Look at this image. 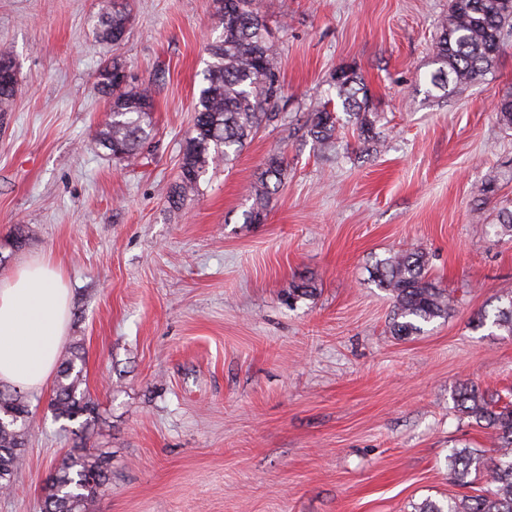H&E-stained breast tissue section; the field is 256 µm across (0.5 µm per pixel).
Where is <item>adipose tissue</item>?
Wrapping results in <instances>:
<instances>
[{
	"instance_id": "1",
	"label": "adipose tissue",
	"mask_w": 512,
	"mask_h": 512,
	"mask_svg": "<svg viewBox=\"0 0 512 512\" xmlns=\"http://www.w3.org/2000/svg\"><path fill=\"white\" fill-rule=\"evenodd\" d=\"M69 322L57 265L32 259L0 279V381L40 388L52 376Z\"/></svg>"
}]
</instances>
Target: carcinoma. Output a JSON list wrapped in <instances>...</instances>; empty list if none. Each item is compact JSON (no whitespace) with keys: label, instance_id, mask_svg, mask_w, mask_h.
<instances>
[{"label":"carcinoma","instance_id":"obj_1","mask_svg":"<svg viewBox=\"0 0 512 512\" xmlns=\"http://www.w3.org/2000/svg\"><path fill=\"white\" fill-rule=\"evenodd\" d=\"M219 35L207 47L209 60L204 70L205 86L194 105L192 135L185 140L179 174L171 185L168 202L179 207L198 191L200 180L219 161H229L239 153L259 129L278 117L275 112L281 96L280 76L275 66L276 47L267 19L258 0H216ZM130 22L126 5L119 0H102L96 37L119 43ZM512 31V0H452L448 16L437 35L431 85L449 94L484 78L499 55L503 37ZM126 70L114 57L98 72L96 89L107 99L108 119L96 138L110 151L112 159L124 161L145 147L150 136L154 99L149 86L118 82ZM336 96L357 132L359 144L367 151L378 142L375 113L369 111L365 90L358 73L340 67L335 76ZM497 118L512 129V94L503 96ZM336 112L323 106L306 120L308 134L320 145L329 147L336 138ZM287 171L284 158L269 155L251 184L252 204L245 213L248 224L266 220L272 196ZM379 287L393 299L390 333L407 337L419 334L422 324L446 317L452 299L428 274L425 255L406 250L393 253L375 265ZM492 324L512 335V295L496 307ZM83 361L79 347L61 359L58 380L49 408L57 421L74 422L88 417L96 405L81 389ZM454 400L458 410L490 430L497 445L494 454L464 448L448 457V473L459 483L471 471L484 472L491 486L473 495L451 500L447 505L425 501L417 512H512V402L497 405L478 388L462 384ZM28 396L17 390H0V492L12 487L14 473L23 461L27 423L30 417ZM107 452H70L54 468L46 488L43 512H94L98 491L109 480Z\"/></svg>","mask_w":512,"mask_h":512}]
</instances>
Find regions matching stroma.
<instances>
[{"mask_svg":"<svg viewBox=\"0 0 512 512\" xmlns=\"http://www.w3.org/2000/svg\"><path fill=\"white\" fill-rule=\"evenodd\" d=\"M277 39L282 101L229 165L209 170L180 208L168 203L214 39L215 0H133L120 45L95 36L98 0H0V46L17 87L0 107V242L64 272L97 405L86 438L30 390L24 462L0 512H41L55 463L76 446L111 455L95 512H413L486 487L448 478L455 448L489 450L454 402L461 383L512 400V336L479 325L512 294V34L485 79L446 96L429 76L448 0H259ZM121 58L154 89L142 155L112 162L95 141L107 102L97 74ZM362 77L380 143L359 153L341 115L332 149L307 133ZM288 172L267 219L245 221L246 188L271 154ZM495 182L498 190L484 187ZM428 258L454 300L421 334L389 332L392 301L375 262ZM312 292L289 299L295 280Z\"/></svg>","mask_w":512,"mask_h":512,"instance_id":"35a3bbf8","label":"stroma"}]
</instances>
